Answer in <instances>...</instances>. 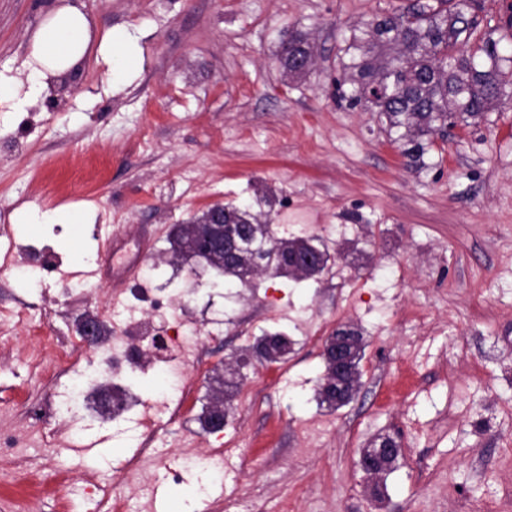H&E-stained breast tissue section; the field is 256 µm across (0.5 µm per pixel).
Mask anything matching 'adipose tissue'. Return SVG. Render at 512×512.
I'll return each instance as SVG.
<instances>
[{"label": "adipose tissue", "instance_id": "adipose-tissue-1", "mask_svg": "<svg viewBox=\"0 0 512 512\" xmlns=\"http://www.w3.org/2000/svg\"><path fill=\"white\" fill-rule=\"evenodd\" d=\"M142 38L141 29L127 25L96 27L82 9L64 0L51 7L33 32L18 75L0 71V104L24 111L91 56L105 64L112 91H122L143 68Z\"/></svg>", "mask_w": 512, "mask_h": 512}]
</instances>
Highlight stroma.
Returning a JSON list of instances; mask_svg holds the SVG:
<instances>
[{
	"mask_svg": "<svg viewBox=\"0 0 512 512\" xmlns=\"http://www.w3.org/2000/svg\"><path fill=\"white\" fill-rule=\"evenodd\" d=\"M81 2L97 24L144 31L146 61L120 94L91 58L74 92L0 112V214L96 213L92 224L0 229V257L14 243L57 259L39 289L0 270V423L27 425L44 444L34 462L0 459L15 475L0 482V512H111L91 502L96 484L144 496L121 466L138 447L136 422L61 414L56 392L76 316L129 296L88 276L86 246L114 236L132 253L146 234L144 264L169 276L157 289L204 336L180 416L164 405V378L148 366L139 374L169 465L194 462L179 484L154 472L157 512H222L216 501L230 492L253 512H512V105L455 127L437 165L409 169L378 114L340 101L333 82L351 28L416 0ZM53 3L0 0L1 71L20 64ZM294 29L317 56L289 81L276 55ZM263 183L279 198L267 212L276 236H315L332 251L362 242V268L342 258L316 281L261 275L230 294L164 263L173 225ZM74 273L84 293L62 297ZM342 323L367 340L362 386L330 410L314 396L323 342ZM265 329L286 331L293 354L249 368L233 426L204 432L213 368ZM379 434L402 448L378 499L356 462ZM224 445L244 450L245 465L204 491L197 462Z\"/></svg>",
	"mask_w": 512,
	"mask_h": 512,
	"instance_id": "stroma-1",
	"label": "stroma"
}]
</instances>
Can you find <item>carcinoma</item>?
I'll return each instance as SVG.
<instances>
[{"label": "carcinoma", "instance_id": "carcinoma-1", "mask_svg": "<svg viewBox=\"0 0 512 512\" xmlns=\"http://www.w3.org/2000/svg\"><path fill=\"white\" fill-rule=\"evenodd\" d=\"M474 0H457L454 9L421 4L382 16L378 25L367 19L350 31L339 49L338 64L344 88L339 96L349 106L376 112L384 119L391 142L398 145L409 168L427 166L425 156L442 151L437 140L449 126H469L503 104L506 89H512V54L499 51V42L472 24ZM314 48L306 34L293 31L281 43L278 62L288 77H299L292 62L310 58ZM255 203H228L224 208V235L236 239L239 253L224 254L219 262L205 257L219 276L213 284L227 290L248 288L252 280L244 257L258 259L261 272L274 277L301 278L294 259L313 245L324 254L319 275L330 270L331 254L316 238H285L273 235L265 214ZM190 225L175 224L168 235L171 261L187 260ZM263 355L268 364L283 363L293 352L294 341L281 332L266 333ZM346 347L352 356L356 378L349 382L346 400L361 387V362L366 342L361 328L351 325ZM252 347L236 358L240 370L214 369L212 379L224 384L229 395L245 379Z\"/></svg>", "mask_w": 512, "mask_h": 512}]
</instances>
